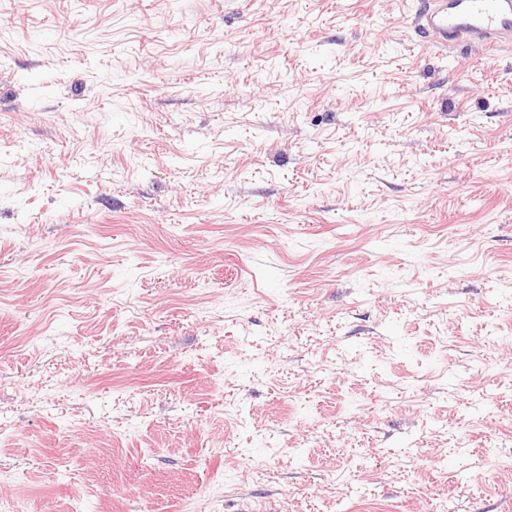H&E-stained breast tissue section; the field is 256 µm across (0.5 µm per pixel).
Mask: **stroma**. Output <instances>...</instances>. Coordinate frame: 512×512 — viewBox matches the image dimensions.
<instances>
[{"label":"stroma","mask_w":512,"mask_h":512,"mask_svg":"<svg viewBox=\"0 0 512 512\" xmlns=\"http://www.w3.org/2000/svg\"><path fill=\"white\" fill-rule=\"evenodd\" d=\"M417 0H0V503L512 512V45Z\"/></svg>","instance_id":"1"}]
</instances>
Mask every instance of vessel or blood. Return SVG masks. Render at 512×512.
<instances>
[{
    "mask_svg": "<svg viewBox=\"0 0 512 512\" xmlns=\"http://www.w3.org/2000/svg\"><path fill=\"white\" fill-rule=\"evenodd\" d=\"M415 33L448 46L462 42L496 47L512 43V0H418Z\"/></svg>",
    "mask_w": 512,
    "mask_h": 512,
    "instance_id": "obj_1",
    "label": "vessel or blood"
}]
</instances>
